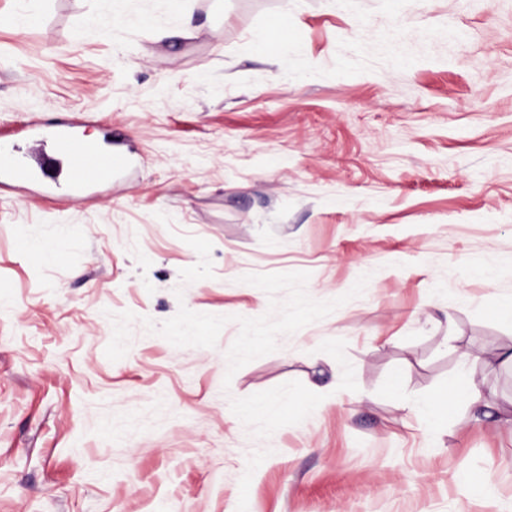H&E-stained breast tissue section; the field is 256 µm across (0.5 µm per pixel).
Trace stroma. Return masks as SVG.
<instances>
[{"label":"stroma","instance_id":"obj_1","mask_svg":"<svg viewBox=\"0 0 512 512\" xmlns=\"http://www.w3.org/2000/svg\"><path fill=\"white\" fill-rule=\"evenodd\" d=\"M185 7L164 43L85 26L108 0H0V140L40 161L19 129L64 113L133 165L84 202L0 189V512H512V0ZM189 235L214 276L184 285ZM285 272L369 282L226 378L269 306L243 275ZM182 305L228 317L216 347L147 331ZM474 387L486 417L431 414Z\"/></svg>","mask_w":512,"mask_h":512}]
</instances>
